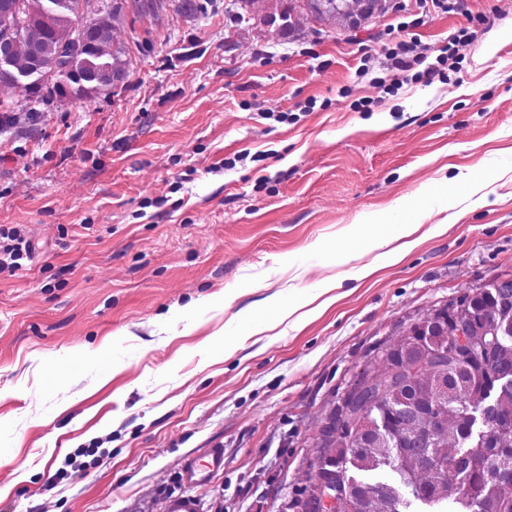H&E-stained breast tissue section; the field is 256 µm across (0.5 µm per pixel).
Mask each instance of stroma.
<instances>
[{"instance_id":"1","label":"stroma","mask_w":512,"mask_h":512,"mask_svg":"<svg viewBox=\"0 0 512 512\" xmlns=\"http://www.w3.org/2000/svg\"><path fill=\"white\" fill-rule=\"evenodd\" d=\"M195 2L126 0V85L0 132V225L32 245L0 273V512H160L182 458L218 443L203 512H292L337 395L412 321L512 274V0H398L350 32ZM403 22L433 50L477 37L449 80L387 94L361 59ZM385 206L444 231L352 279ZM325 280L342 296L323 314L251 328Z\"/></svg>"}]
</instances>
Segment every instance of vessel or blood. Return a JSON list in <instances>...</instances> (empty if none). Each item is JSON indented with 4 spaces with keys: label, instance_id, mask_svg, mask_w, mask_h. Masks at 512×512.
<instances>
[{
    "label": "vessel or blood",
    "instance_id": "vessel-or-blood-1",
    "mask_svg": "<svg viewBox=\"0 0 512 512\" xmlns=\"http://www.w3.org/2000/svg\"><path fill=\"white\" fill-rule=\"evenodd\" d=\"M224 470V448L215 445L201 454L184 457L180 467V481L186 492L168 496L162 502V512H202L200 500L190 490L208 484L211 478Z\"/></svg>",
    "mask_w": 512,
    "mask_h": 512
}]
</instances>
